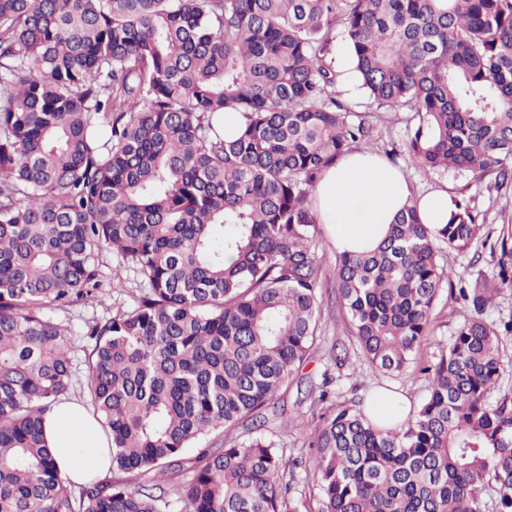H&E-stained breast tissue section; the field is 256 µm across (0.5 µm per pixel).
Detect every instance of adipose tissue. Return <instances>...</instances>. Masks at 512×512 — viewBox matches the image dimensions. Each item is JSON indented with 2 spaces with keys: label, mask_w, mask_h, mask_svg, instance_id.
Instances as JSON below:
<instances>
[{
  "label": "adipose tissue",
  "mask_w": 512,
  "mask_h": 512,
  "mask_svg": "<svg viewBox=\"0 0 512 512\" xmlns=\"http://www.w3.org/2000/svg\"><path fill=\"white\" fill-rule=\"evenodd\" d=\"M413 202L426 224L447 223L455 209L447 190L417 194L401 170L374 151L358 149L323 172L312 207L332 247L342 253L376 245L395 215ZM44 433L58 468L73 483L109 470L108 439L76 399H58L45 416Z\"/></svg>",
  "instance_id": "ef3b65f1"
}]
</instances>
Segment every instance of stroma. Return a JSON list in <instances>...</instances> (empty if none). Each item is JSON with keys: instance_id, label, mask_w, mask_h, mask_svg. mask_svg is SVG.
Segmentation results:
<instances>
[{"instance_id": "35a3bbf8", "label": "stroma", "mask_w": 512, "mask_h": 512, "mask_svg": "<svg viewBox=\"0 0 512 512\" xmlns=\"http://www.w3.org/2000/svg\"><path fill=\"white\" fill-rule=\"evenodd\" d=\"M404 170L419 189L444 188L457 197L470 199L483 217L484 231L490 238H497L502 224L512 220V195H497L486 181L469 175L428 174L410 164L405 165ZM315 251L322 268L320 342L302 371L304 381L315 387L327 386L329 400L333 403L350 400L363 403L375 389L388 388L404 395L411 406H418L427 393V382L419 374L410 370L394 377L376 374L353 346L348 349L346 363H337L334 347L336 343L346 341L348 331L338 303V286L334 275L336 252L322 233L316 236ZM99 268L104 286L112 290L105 302L80 301L52 312L53 318L69 330L71 367L76 382L72 394L76 397L82 394L79 384L85 378L87 355L91 349V342L85 335L88 324L129 309L142 287L141 279L134 269L112 254L101 256ZM456 309L457 305L450 299L448 292H441L433 313L435 328L419 351L420 360H430L440 345L448 342L456 323ZM325 410V405L315 403L313 398L302 397L296 388L291 387L280 392L275 405L266 412L263 435L275 442L277 448L282 449L286 461L294 465L290 494L297 512H313L315 500L312 487L307 483L306 470L299 463L302 437L295 428L289 427L288 420L292 417L301 418L307 428L313 429L321 424Z\"/></svg>"}]
</instances>
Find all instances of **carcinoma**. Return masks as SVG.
<instances>
[{"label":"carcinoma","mask_w":512,"mask_h":512,"mask_svg":"<svg viewBox=\"0 0 512 512\" xmlns=\"http://www.w3.org/2000/svg\"><path fill=\"white\" fill-rule=\"evenodd\" d=\"M339 36L372 115L411 112L402 150L336 99ZM227 110L232 138L212 124ZM360 146L512 193V0H0V512H168L172 495L187 512H296L254 430L316 348L312 196ZM482 228L463 197L434 228L411 205L375 249L336 255L349 342L383 375L418 369L428 395L388 427L334 406L308 436L316 512H512V396L493 397L512 316L485 317L512 290V228L490 279L437 260ZM107 252L142 283L87 332L112 472L187 464L185 482L76 489L44 437L73 385L46 309L104 301ZM445 284L456 325L420 363Z\"/></svg>","instance_id":"cac0c4a2"}]
</instances>
